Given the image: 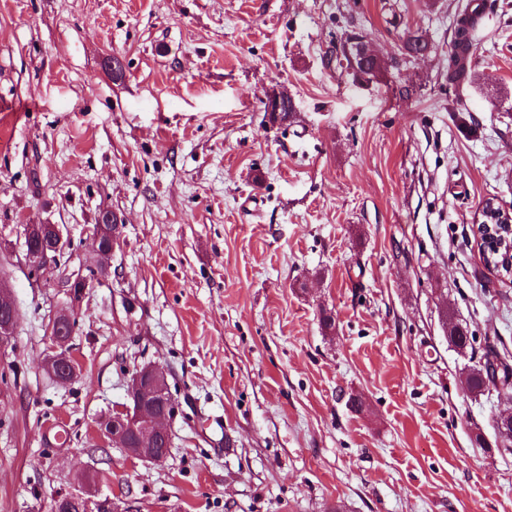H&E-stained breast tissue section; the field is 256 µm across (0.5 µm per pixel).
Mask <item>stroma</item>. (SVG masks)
<instances>
[{
	"mask_svg": "<svg viewBox=\"0 0 512 512\" xmlns=\"http://www.w3.org/2000/svg\"><path fill=\"white\" fill-rule=\"evenodd\" d=\"M465 2L0 0V273L18 310L0 512H49L91 467L138 512H512L495 426L512 401L461 384L471 357L512 365V286L473 235L485 198L512 207V6L486 0L477 81L454 87ZM350 16L383 56L409 27L433 51L353 84L321 64ZM279 87L285 124L264 110ZM102 208L122 236L60 386L43 362L70 299L20 262L21 227L64 225L80 262ZM147 363L179 404L160 465L92 448Z\"/></svg>",
	"mask_w": 512,
	"mask_h": 512,
	"instance_id": "35a3bbf8",
	"label": "stroma"
}]
</instances>
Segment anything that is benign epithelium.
I'll list each match as a JSON object with an SVG mask.
<instances>
[{"instance_id":"7a95c632","label":"benign epithelium","mask_w":512,"mask_h":512,"mask_svg":"<svg viewBox=\"0 0 512 512\" xmlns=\"http://www.w3.org/2000/svg\"><path fill=\"white\" fill-rule=\"evenodd\" d=\"M341 43L345 51H354L358 59L368 58L370 54L369 36L351 28L342 36ZM505 219L506 228L512 232V208L497 205V200L490 199V204L479 206L478 223L487 226L496 219ZM112 223L110 210L103 208L98 211L97 223L91 225L89 232L93 245H101L96 253L111 256L114 245L120 240L119 233L106 231L105 225ZM38 230L41 247L35 248L28 243L32 230ZM23 256L29 266L36 263L37 256L50 251L59 252L64 239L63 228L59 224H24L21 231ZM62 287L67 289L69 309L54 314L73 321L83 298L99 281L89 280L82 274L65 275L61 277ZM18 323V312L11 288L4 276H0V352L12 342ZM47 335L50 345L46 355L45 370L54 374L56 370H66L71 377L79 374L77 365L64 348L71 337H61L57 327L49 324ZM128 403L121 410L101 418L98 421L96 435L98 443L104 448H121L127 453H135L137 458L156 465L162 464L170 453L172 433L170 424L177 413V404L170 392L166 371L156 363L138 367L131 375L127 389ZM95 485L84 483L74 492L60 494L51 503V512H64L74 498L84 500L86 512H95L96 505L101 509H111L113 512H133L131 505L125 502L112 504L99 503L94 493Z\"/></svg>"}]
</instances>
